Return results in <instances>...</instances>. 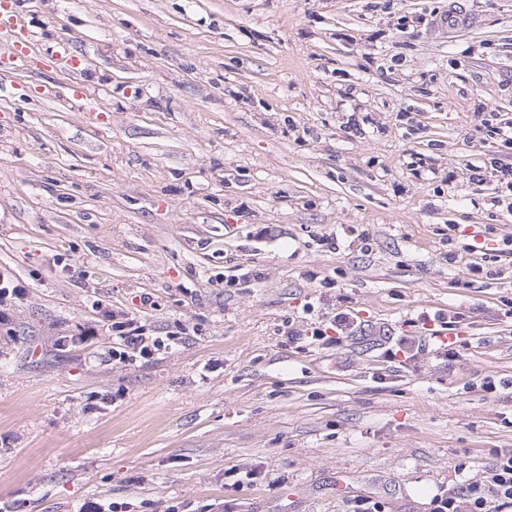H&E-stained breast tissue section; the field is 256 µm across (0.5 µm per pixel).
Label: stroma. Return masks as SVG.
Instances as JSON below:
<instances>
[{"instance_id":"obj_1","label":"stroma","mask_w":512,"mask_h":512,"mask_svg":"<svg viewBox=\"0 0 512 512\" xmlns=\"http://www.w3.org/2000/svg\"><path fill=\"white\" fill-rule=\"evenodd\" d=\"M26 2L0 512H430L486 480L512 452V263L470 274L466 247L512 239L470 181L512 164L483 124L512 121V0ZM60 36L84 101L43 55ZM339 312L341 345L285 333ZM128 318L180 342L115 363Z\"/></svg>"}]
</instances>
